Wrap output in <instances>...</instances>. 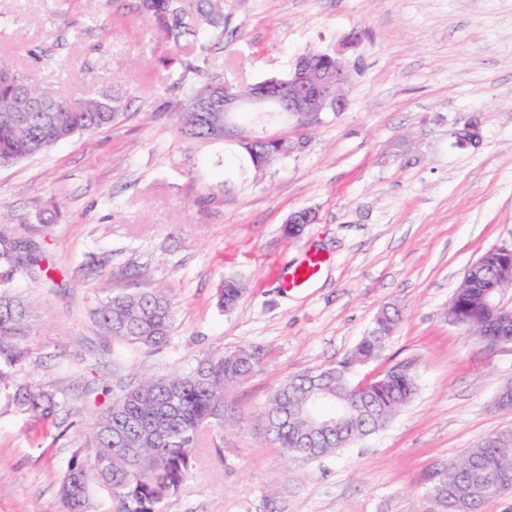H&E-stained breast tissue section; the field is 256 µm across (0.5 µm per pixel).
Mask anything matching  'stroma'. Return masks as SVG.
<instances>
[{
	"mask_svg": "<svg viewBox=\"0 0 512 512\" xmlns=\"http://www.w3.org/2000/svg\"><path fill=\"white\" fill-rule=\"evenodd\" d=\"M135 0H0V55L62 97L117 92L126 118L0 169V236L34 243L49 281L13 275L35 318L27 355L0 384V512H65L58 478L98 417L141 378L262 348L232 387L236 428L205 433L191 477L164 512H429L434 464L512 429V344L490 348L448 322V300L486 251L512 246V0H225L224 34L171 41ZM343 112L298 154L258 170L237 138H185L190 93L215 78L256 83L301 54L335 52L351 32ZM481 122L477 145L454 131ZM308 209L296 238L283 226ZM326 263L283 285L307 256ZM103 261L100 277L80 267ZM246 292L231 312L215 293ZM164 287L168 341L148 350L92 317L106 286ZM402 319L365 381L393 368L417 380L382 430L322 461L289 463L258 422L277 383L351 351L381 307ZM38 382L58 405L39 419L13 400ZM245 284L239 279H229L218 290V305L227 312L235 309L245 293Z\"/></svg>",
	"mask_w": 512,
	"mask_h": 512,
	"instance_id": "obj_1",
	"label": "stroma"
}]
</instances>
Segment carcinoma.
<instances>
[{"label":"carcinoma","instance_id":"cac0c4a2","mask_svg":"<svg viewBox=\"0 0 512 512\" xmlns=\"http://www.w3.org/2000/svg\"><path fill=\"white\" fill-rule=\"evenodd\" d=\"M136 10L153 19L167 39H177L190 27L224 33V0H201L196 13L179 0H136ZM224 90L217 79L197 88L181 113V131L190 139H211L210 118L190 111L191 105ZM62 104L57 112L29 109L25 92ZM126 105L119 94L63 98L40 86L0 56V167L39 155L73 135L119 122ZM236 135L253 166L263 169L287 156L288 147L250 141ZM0 257L16 261L32 279L50 278L37 247L18 241ZM502 258L489 255L475 275L480 287L464 280L448 304V322H465V330L478 338L497 331V314L483 300L482 288L502 286ZM245 293V284L229 279L218 290V305L231 312ZM93 315L104 333L141 348H154L168 340L175 316V302L163 288L135 292L111 290ZM33 310L21 297L0 285V382L11 378L26 354ZM401 319L396 309H382L372 328L341 360L314 371L290 376L273 391L262 411L264 431L289 460L315 462L385 427L414 397L415 378L390 370L365 384L358 398L349 394L360 367L372 362ZM265 362L259 347H244L221 356H208L187 372L149 377L128 387L99 416L86 454L74 456L61 476L66 512H86L89 485L98 482L110 490L115 512H162L176 496L195 465L200 431H224L227 423L226 390L250 377ZM16 404L37 417L55 412L54 394L39 384L16 390ZM339 415V430L323 421ZM448 485L432 473L425 476L427 494L441 497L431 512H448V494L458 488L469 496L456 502V512H479L488 499L512 494V430H504L468 449L450 463Z\"/></svg>","mask_w":512,"mask_h":512}]
</instances>
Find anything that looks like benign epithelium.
I'll return each mask as SVG.
<instances>
[{"instance_id":"1","label":"benign epithelium","mask_w":512,"mask_h":512,"mask_svg":"<svg viewBox=\"0 0 512 512\" xmlns=\"http://www.w3.org/2000/svg\"><path fill=\"white\" fill-rule=\"evenodd\" d=\"M358 35L353 33L343 43V48L334 54L326 52H310L300 56L288 74V96L271 95L264 91H256L249 96H241L232 88L224 89V99L204 102L197 105L201 112H209L215 117V124L228 129L234 126V116L239 112H253L263 118L271 111H277L288 118H298L303 114L307 122L298 123L302 129L321 124L330 112H341L346 107V99L340 93V87L349 80V69L345 58V50L354 47ZM455 144L467 148L479 143L481 139L480 125L477 120L470 119L462 127L453 132ZM258 140L265 143L282 145L288 143V154L301 152L307 144L306 138L271 137L264 132H255ZM314 220L309 210H299L288 217V227L284 231L289 234H301L304 227Z\"/></svg>"}]
</instances>
